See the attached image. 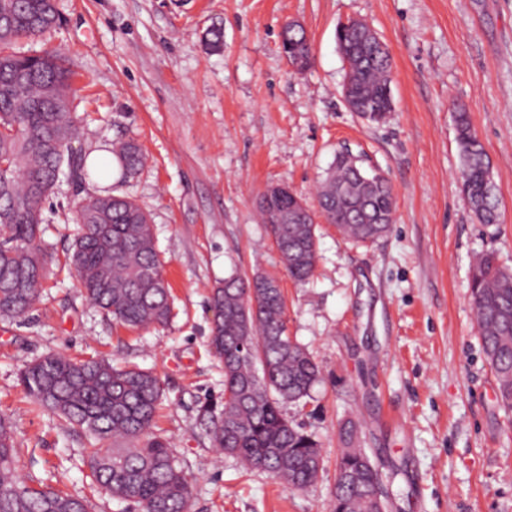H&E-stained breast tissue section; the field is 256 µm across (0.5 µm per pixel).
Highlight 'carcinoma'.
<instances>
[{
	"label": "carcinoma",
	"mask_w": 512,
	"mask_h": 512,
	"mask_svg": "<svg viewBox=\"0 0 512 512\" xmlns=\"http://www.w3.org/2000/svg\"><path fill=\"white\" fill-rule=\"evenodd\" d=\"M51 0H0V317L25 316L39 297L47 269L39 252L43 205L68 167L78 182L89 176L87 159L73 143L81 137L70 88L71 71L57 52L21 54L5 48L60 25ZM350 46L347 81L379 124L393 100L390 55H375L353 28H337ZM281 44L289 62L311 61L303 27L286 24ZM466 198L483 224L499 221L489 161L467 113L456 116ZM125 178L142 170L145 157L133 138L111 144ZM362 159L336 153L316 193L319 213L348 239L374 242L393 223L395 199L384 179L363 178ZM304 199L264 191L259 207L267 230L279 242L288 275L304 284L318 256L315 216ZM79 224L69 264L86 298L132 328L164 327L173 317L170 291L156 250L150 215L124 195H90L76 205ZM471 295L483 351L498 396L512 408V273L497 255L479 256ZM211 303L224 321L211 328L210 345L224 371V397L200 415L220 452L248 470L261 469L296 490L317 479L321 448L283 413L304 404L320 382L321 368L288 336L287 304L277 278L230 277L214 288ZM21 383L32 402L88 433L92 482L139 512H190L191 485L168 442L150 433L162 397L160 380L136 367L105 360H75L50 353L29 364ZM346 477L330 491L332 512H375L374 497L386 494L382 473L367 449L342 451ZM0 512H90L89 503L20 475L10 420L0 416Z\"/></svg>",
	"instance_id": "cac0c4a2"
}]
</instances>
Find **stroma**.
I'll return each mask as SVG.
<instances>
[{
    "mask_svg": "<svg viewBox=\"0 0 512 512\" xmlns=\"http://www.w3.org/2000/svg\"><path fill=\"white\" fill-rule=\"evenodd\" d=\"M59 26L17 45L59 48L75 73L83 153L134 137L139 175L61 180L44 205L49 278L32 312L0 319V415L14 426L19 471L126 512L89 478L90 437L34 408L22 367L49 353L152 372L164 388L154 432L192 480L191 512H331L346 423L381 458L386 512H512V411L505 410L474 319L470 272L495 252L512 271V0H57ZM366 22L392 57L393 110L380 124L349 111L336 26ZM312 45L293 69L287 22ZM223 32L221 49L206 34ZM484 145L499 221L480 223L462 191L455 114ZM349 145L383 172L396 207L389 232L357 244L317 218L318 260L289 278L257 207L284 184L316 207V181ZM126 195L149 211L173 295L168 327L131 330L92 305L65 264L73 212L88 195ZM275 276L288 334L322 381L288 420L322 450L316 482L289 488L217 454L199 408L221 400L210 348L212 288L231 274Z\"/></svg>",
    "mask_w": 512,
    "mask_h": 512,
    "instance_id": "1",
    "label": "stroma"
}]
</instances>
